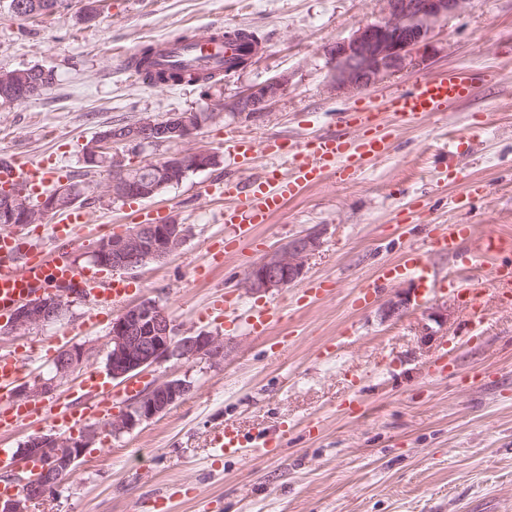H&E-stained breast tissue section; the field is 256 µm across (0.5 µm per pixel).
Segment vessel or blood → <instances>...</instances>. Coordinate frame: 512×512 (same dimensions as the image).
<instances>
[{"instance_id": "1", "label": "vessel or blood", "mask_w": 512, "mask_h": 512, "mask_svg": "<svg viewBox=\"0 0 512 512\" xmlns=\"http://www.w3.org/2000/svg\"><path fill=\"white\" fill-rule=\"evenodd\" d=\"M156 67L176 71L191 65H206L223 69L225 59L234 57V50L223 43L199 41L193 43H161ZM477 77L467 68L453 69L418 79L410 88L398 91L386 101L385 110L394 121L410 124L436 115H444L458 103L475 96ZM338 122L345 129L358 131L355 141L343 133L315 134L301 141L276 140L267 144V151L282 160L279 171L243 180L228 176L220 190L226 205L224 221L228 224L254 226L267 223L280 211L287 200L320 182L327 175L342 179L354 178L367 164L377 161L387 151L388 141L381 133L378 115L363 105L340 113ZM49 178L44 167L0 165V181L38 191ZM86 222L81 211L69 213L51 226L49 241L27 235H0V316L35 294L59 288L87 290L95 305L111 309L132 292L135 283L120 275L100 278L97 272L77 264L72 250L79 242V232ZM468 235L464 224L437 226L420 244L410 246L404 259L385 267L374 279L358 288L357 303H365L380 293L386 282L403 274H424L428 271L427 257L431 254L457 256ZM512 253V236L487 233L471 249L468 264L484 263L489 267L491 284L503 302L512 301V264L503 261V254ZM459 294L473 317L481 322L485 316L483 289L459 283ZM277 310L272 306L252 309L246 318L250 334L265 335ZM24 375L21 362L12 356H0V433L12 432L38 417H53L64 428L74 427L90 418L103 419L112 411L115 394L100 386V376L89 371L83 374L79 394L66 397L64 410L43 401L18 402L12 397L16 384ZM217 456L246 455L249 449L244 436L233 425L214 438Z\"/></svg>"}]
</instances>
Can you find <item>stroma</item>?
<instances>
[{
    "label": "stroma",
    "mask_w": 512,
    "mask_h": 512,
    "mask_svg": "<svg viewBox=\"0 0 512 512\" xmlns=\"http://www.w3.org/2000/svg\"><path fill=\"white\" fill-rule=\"evenodd\" d=\"M81 4L63 0L52 14L23 20L0 0V70L55 73L41 96L0 109V157L64 168L81 183L87 226L75 253L80 265L107 235L157 217L187 225L176 253L138 270L145 286L132 299L159 301L178 332L223 337L226 356L216 365L171 360L141 374V386L187 373L195 385L133 432L115 438L99 430L74 476L33 512H158L161 499L169 512H512V308L489 300L484 322L472 325L452 285L430 292L416 275L387 283L368 305L353 302L364 280L400 262L435 225H468L472 241L490 231L512 235V0H467L435 30L423 71L336 95L323 48L378 20L382 0H104L91 23L81 21ZM235 28L257 33L265 51L219 81L151 87L126 67L127 53L154 39ZM454 67L491 68L495 77L443 118L399 126L380 113L393 131L385 157L357 180L328 177L252 230L261 257L320 229L322 246L303 279H329L333 293L307 306L297 304L294 285L247 293L241 282L253 261L231 247L239 229L225 223L224 201L211 185L279 166L264 141L332 131L338 112L360 100L381 103L420 75ZM281 75L288 85L261 121L224 111L247 87ZM186 111L208 113L190 144L214 151L217 166L150 199L106 195L111 170L91 172L83 161L95 133ZM228 136L254 139L250 162L225 152ZM460 172L486 192L458 207ZM406 288V315L381 321L383 304ZM224 293L240 313L270 304L281 315L267 335H250L245 322L208 314L209 301ZM443 303L447 326L421 345L426 310ZM113 318L91 317L78 298L57 323L0 335V353L19 352L28 384L75 344L91 346L86 365L101 371ZM452 339L460 348L445 351ZM329 345L333 356L322 357ZM443 353L451 374H430ZM228 423L251 441L249 455L215 458L210 441ZM279 433L281 447L264 454L262 436Z\"/></svg>",
    "instance_id": "35a3bbf8"
}]
</instances>
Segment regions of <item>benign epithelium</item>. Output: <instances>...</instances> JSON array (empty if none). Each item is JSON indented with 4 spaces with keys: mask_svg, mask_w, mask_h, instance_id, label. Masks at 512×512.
<instances>
[{
    "mask_svg": "<svg viewBox=\"0 0 512 512\" xmlns=\"http://www.w3.org/2000/svg\"><path fill=\"white\" fill-rule=\"evenodd\" d=\"M380 20L360 27L343 41L326 48L330 68V87L338 92H356L370 88L395 73L420 69L427 63L432 45L430 35L448 17L456 14L466 0H383ZM264 52L262 41H248L237 69L246 68ZM54 77L45 68L0 71V104L16 103L14 91L20 85L28 95L41 93ZM288 77L282 76L250 87L229 105L233 114L247 120L265 115L282 95ZM196 112H174L167 120L156 122L144 118L127 127L100 131L87 144L83 158L96 164L112 149L114 143H135L140 146L181 143L201 126ZM216 154L208 149L187 148L165 156L154 163L156 177L136 182L127 176V168L113 164L112 180L106 192L114 200L150 199L164 189L177 186L189 175L214 167ZM77 189L64 187L40 197L35 206L23 193L4 190L0 194V210L10 218V225L36 224L46 215L64 209L74 201ZM189 228L169 220L163 224H141L125 235L102 240L93 252L91 262L105 270L131 271L160 262L186 241ZM321 247V232L317 229L294 236L283 247L267 254L245 273L243 287L252 294L268 293L298 282L306 262ZM67 292H46L17 306L11 313L8 329L27 331L61 318L71 306ZM410 297L397 294L382 308L386 321L400 319L408 309ZM110 350L106 367L114 380L129 381L149 368L172 359L205 360L211 364L224 361V341L211 333L179 336L166 308L154 299H144L131 305L112 320L109 332ZM88 356L87 348L72 345L59 350L53 359L52 375L23 386L18 396L38 398L51 394L62 381L82 367ZM189 378L168 377L154 380L127 400V408L109 424L117 438L154 420L191 391ZM98 434L90 426L78 436L44 434L33 437L18 449L14 457V473L10 478L20 482V494L0 499V512H31V506L55 494L73 472L74 465ZM33 458L46 459L50 467L41 475L26 477L23 472Z\"/></svg>",
    "mask_w": 512,
    "mask_h": 512,
    "instance_id": "1",
    "label": "benign epithelium"
}]
</instances>
